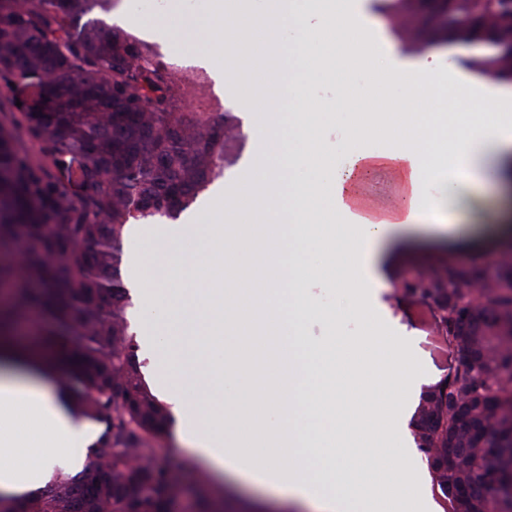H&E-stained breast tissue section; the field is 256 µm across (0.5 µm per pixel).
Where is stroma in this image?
Segmentation results:
<instances>
[{"label": "stroma", "instance_id": "1", "mask_svg": "<svg viewBox=\"0 0 512 512\" xmlns=\"http://www.w3.org/2000/svg\"><path fill=\"white\" fill-rule=\"evenodd\" d=\"M210 11V0H113L116 27L146 42L154 56H161L166 49L183 52L195 57L207 69L208 78L191 79L183 86L191 96L193 111L220 112L228 106L240 120L239 134L224 148L223 175L182 219L190 232L197 225L216 223L224 200L251 182L254 157L270 134L260 120L257 103L243 101L240 93V84L244 81L255 87L263 86L267 81L265 71H255L247 80H240L226 65L225 53L220 48L201 49L193 32L176 37L155 24L159 16L168 13L193 17ZM473 55L472 48L457 44L442 57L438 66L427 70L410 69L399 76L390 72L379 76L356 66L346 70L336 67L323 75L317 68H309L301 80L305 99L322 103L334 117L308 129L307 135L320 141L328 163H337L349 127L347 114L354 109L352 102L341 97L344 88L370 85L400 105L413 84H445L456 73H469L468 62ZM504 209L501 194L492 190L486 193L482 210L449 217L443 227L425 223L413 226L392 244L380 249L374 270L376 285L365 294L366 311L356 309L345 289L316 288L319 311L304 322V336L315 346L335 349L336 358L341 361L352 348L362 345L366 324H374L379 335L408 337L411 366L424 376L426 384L436 383L455 366L456 351L437 331L431 314L417 300L397 294L394 285L444 256L456 263L478 265L487 273L495 272L499 254L512 240L507 235L512 229V220L498 218ZM154 230L151 224L128 227L122 264L126 288H134L142 276L160 271L159 265H145L139 259L140 253L147 251ZM153 455L159 461L182 467L188 492H195L203 478L222 487L226 512H285L293 505L287 495L260 486L248 476L230 472L218 474L175 437H166Z\"/></svg>", "mask_w": 512, "mask_h": 512}]
</instances>
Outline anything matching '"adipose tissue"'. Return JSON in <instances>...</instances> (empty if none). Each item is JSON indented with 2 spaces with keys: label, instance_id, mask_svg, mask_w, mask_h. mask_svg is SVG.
I'll return each mask as SVG.
<instances>
[{
  "label": "adipose tissue",
  "instance_id": "adipose-tissue-1",
  "mask_svg": "<svg viewBox=\"0 0 512 512\" xmlns=\"http://www.w3.org/2000/svg\"><path fill=\"white\" fill-rule=\"evenodd\" d=\"M308 2L266 0L260 11L254 0H219L213 14L189 22L176 14L161 17V25L173 31H197L203 48L224 42L237 73L274 63L270 83L258 92L272 134L255 157L253 186L225 200L224 221L207 226L200 251L173 255L167 275L141 279L139 287L145 302L168 310L167 321L157 328L166 348L157 367L171 376L177 441L193 445L219 467L248 463L258 482L285 488L316 512H419V500L394 478L406 468L405 443H398L386 471L373 456H360L348 445L358 435L356 410H373L377 421H384L379 398L389 390L407 393L419 383L408 363L406 337H389L382 359L361 382L334 387L333 353L302 334L316 303L301 288L309 255L336 248L354 257L341 286L363 300L373 278V256L389 232L432 213L472 208L476 197L467 191L464 175L495 173L512 156V114L502 110L512 102V87L477 86L458 75L456 92L473 90L479 96L475 119L464 130L452 113L429 111V89H408L400 111L372 89H353L349 96L360 108L350 121L343 161L337 168L323 166L317 144L301 140L307 116L321 110L299 101L294 76L324 56L330 39L346 49L347 61L367 69L375 68L377 50L366 24L339 14L334 24L320 25ZM259 11L268 20L263 52L253 44ZM371 135L382 142L381 150H368ZM381 172L391 176L395 191L376 204L366 186ZM431 183L436 193L427 192ZM199 270L210 287H197ZM228 336L238 337L245 348L234 375L246 400L227 415L189 402L184 387L223 386ZM266 357L273 358L278 373L260 380L251 364ZM314 400L322 422L299 426L303 408ZM341 402L355 405V412L338 411ZM245 423L251 426L245 440L215 448L219 433ZM93 436L89 422L75 419L36 380L0 376V494L25 501L45 486L56 459L82 465Z\"/></svg>",
  "mask_w": 512,
  "mask_h": 512
}]
</instances>
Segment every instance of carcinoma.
I'll return each instance as SVG.
<instances>
[{
  "instance_id": "cac0c4a2",
  "label": "carcinoma",
  "mask_w": 512,
  "mask_h": 512,
  "mask_svg": "<svg viewBox=\"0 0 512 512\" xmlns=\"http://www.w3.org/2000/svg\"><path fill=\"white\" fill-rule=\"evenodd\" d=\"M107 0H0V62L13 78L37 70L60 94L48 110L0 122V335L19 307L39 311L55 346L58 383L74 414L104 429L82 471L53 472L26 503L0 512H175L180 467L149 455L169 430L167 407L138 360L122 276L127 224L177 220L224 169L234 113L184 112L172 71L146 45L106 23L74 20ZM410 51L439 40L499 46L481 71L512 80V7L505 0H434L404 21L409 0H379ZM40 146L28 157L23 142ZM446 287L418 280L407 293L436 307L458 353L444 385L417 410L414 439L446 512H512V297L479 273L446 266ZM219 492L200 482L197 512Z\"/></svg>"
}]
</instances>
